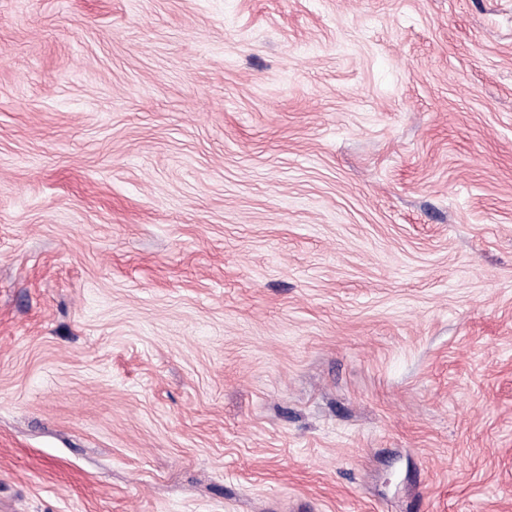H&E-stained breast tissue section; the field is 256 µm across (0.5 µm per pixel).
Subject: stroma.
<instances>
[{
	"mask_svg": "<svg viewBox=\"0 0 512 512\" xmlns=\"http://www.w3.org/2000/svg\"><path fill=\"white\" fill-rule=\"evenodd\" d=\"M0 512H512V0H0Z\"/></svg>",
	"mask_w": 512,
	"mask_h": 512,
	"instance_id": "obj_1",
	"label": "stroma"
}]
</instances>
